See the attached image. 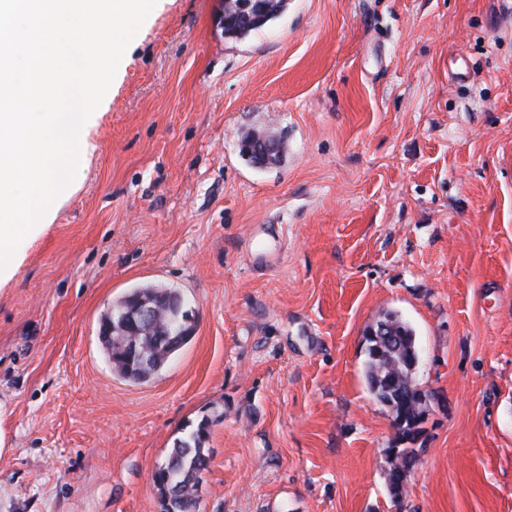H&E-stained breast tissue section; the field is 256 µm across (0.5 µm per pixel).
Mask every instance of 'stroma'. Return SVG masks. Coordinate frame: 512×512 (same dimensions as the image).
<instances>
[{
    "label": "stroma",
    "mask_w": 512,
    "mask_h": 512,
    "mask_svg": "<svg viewBox=\"0 0 512 512\" xmlns=\"http://www.w3.org/2000/svg\"><path fill=\"white\" fill-rule=\"evenodd\" d=\"M222 8L156 0L0 286V512H160L205 416L199 512H512V0H288L241 40ZM145 284L195 335L132 383L98 330ZM388 310L437 397L398 503ZM383 318L390 323L394 336L400 338V345L391 348L388 344L370 339L368 336H382L385 331V326L376 327L375 322L370 324L369 334L368 327L364 332L367 353L366 379L369 390L376 400L385 386L394 388L395 391L407 388L413 354L414 351H418L414 331L398 314L385 312ZM374 345L379 347L376 353L371 348Z\"/></svg>",
    "instance_id": "35a3bbf8"
}]
</instances>
